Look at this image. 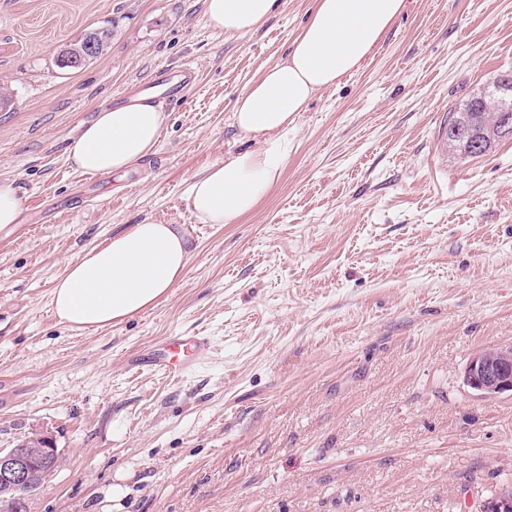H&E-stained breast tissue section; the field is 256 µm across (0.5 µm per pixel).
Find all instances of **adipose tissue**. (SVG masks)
<instances>
[{"label": "adipose tissue", "mask_w": 512, "mask_h": 512, "mask_svg": "<svg viewBox=\"0 0 512 512\" xmlns=\"http://www.w3.org/2000/svg\"><path fill=\"white\" fill-rule=\"evenodd\" d=\"M208 26L227 35L261 27L276 0H204ZM406 0H314L309 20L284 60L267 68L238 96L233 124L259 148L225 154L187 189L201 224H231L255 209L274 186L289 152L288 132L316 95L356 72L373 54ZM166 116L153 96L102 107L67 149L87 174L130 170L158 143ZM191 245L174 224H134L69 260L52 290L59 321L103 329L166 298L181 281Z\"/></svg>", "instance_id": "adipose-tissue-1"}]
</instances>
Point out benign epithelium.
Wrapping results in <instances>:
<instances>
[{"label":"benign epithelium","instance_id":"benign-epithelium-1","mask_svg":"<svg viewBox=\"0 0 512 512\" xmlns=\"http://www.w3.org/2000/svg\"><path fill=\"white\" fill-rule=\"evenodd\" d=\"M96 52L97 44L89 37L79 49H62L58 58L71 69L79 70ZM491 95L496 97L500 115L485 129L489 147L496 140L512 136V117L508 116L512 112V85L497 79ZM463 380L484 397L512 392V347L486 348L475 353L464 370ZM59 463L58 448L44 432H35L11 448H0V500L10 501L15 512H20L27 495L36 492ZM480 512H512V490L506 488L485 499Z\"/></svg>","mask_w":512,"mask_h":512}]
</instances>
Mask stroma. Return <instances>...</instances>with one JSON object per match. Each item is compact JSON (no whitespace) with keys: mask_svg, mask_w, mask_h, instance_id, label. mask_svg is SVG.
<instances>
[{"mask_svg":"<svg viewBox=\"0 0 512 512\" xmlns=\"http://www.w3.org/2000/svg\"><path fill=\"white\" fill-rule=\"evenodd\" d=\"M313 0H277L257 31L208 26L204 0H0V448L52 434L58 468L28 512H478L512 483V394L462 372L512 346V139L443 155L449 112L512 69V0H408L361 70L320 92L280 179L232 224H199L186 190L258 148L232 112L279 62ZM114 26L82 69L55 63ZM194 68L152 154L87 177L66 147L100 106ZM141 223L184 226L173 292L134 318L54 317L66 262ZM201 334L173 379L144 357ZM22 213V199L13 181H0V229L18 224Z\"/></svg>","mask_w":512,"mask_h":512,"instance_id":"obj_1","label":"stroma"}]
</instances>
